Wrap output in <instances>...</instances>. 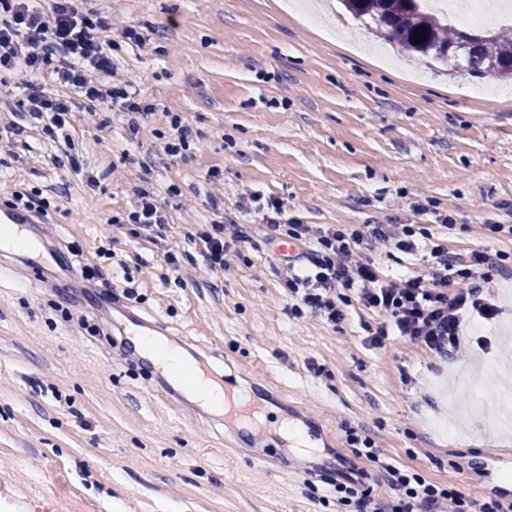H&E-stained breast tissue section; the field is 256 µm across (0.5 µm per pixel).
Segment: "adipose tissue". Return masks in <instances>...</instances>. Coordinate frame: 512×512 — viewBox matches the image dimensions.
Segmentation results:
<instances>
[{"label":"adipose tissue","mask_w":512,"mask_h":512,"mask_svg":"<svg viewBox=\"0 0 512 512\" xmlns=\"http://www.w3.org/2000/svg\"><path fill=\"white\" fill-rule=\"evenodd\" d=\"M134 342L159 371L183 383L199 404L216 412L223 411L226 399L223 384L192 360L182 348L146 332L135 335Z\"/></svg>","instance_id":"obj_1"}]
</instances>
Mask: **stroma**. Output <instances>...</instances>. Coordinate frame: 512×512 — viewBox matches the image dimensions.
Wrapping results in <instances>:
<instances>
[{"label": "stroma", "instance_id": "stroma-1", "mask_svg": "<svg viewBox=\"0 0 512 512\" xmlns=\"http://www.w3.org/2000/svg\"><path fill=\"white\" fill-rule=\"evenodd\" d=\"M316 2L317 18L287 0H93L145 37L141 48L109 34L107 51L157 114L133 131L125 114L77 96L70 141L0 129V203L18 191L41 199L54 226L43 243L59 255L0 269V512H360L337 502L326 460L367 468L376 502L394 493L356 459L352 431L468 499H512V428L473 397L478 385L504 388L512 235L472 230L512 225V100L495 77L406 60L339 0ZM168 112L195 133L185 155L162 150ZM66 152L80 172L58 166ZM142 188L164 228L129 223ZM255 192L301 224L364 235L407 224L419 246L446 241L465 263L499 254L490 277L502 312L468 324L466 362L398 336L371 345L368 328L386 316L354 297L337 324L292 316L282 255L242 210ZM225 216L246 236L231 269L210 271L196 234ZM359 248L384 276L421 268L391 243ZM84 317L99 328H81ZM127 320L252 392L267 409L262 437L225 447L209 411L179 390L163 396L160 373L125 355ZM281 417L321 423L319 448L280 446L270 423Z\"/></svg>", "mask_w": 512, "mask_h": 512}]
</instances>
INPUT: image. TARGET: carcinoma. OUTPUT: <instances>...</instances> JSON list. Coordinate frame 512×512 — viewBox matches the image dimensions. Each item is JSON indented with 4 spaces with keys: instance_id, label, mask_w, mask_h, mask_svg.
<instances>
[{
    "instance_id": "obj_1",
    "label": "carcinoma",
    "mask_w": 512,
    "mask_h": 512,
    "mask_svg": "<svg viewBox=\"0 0 512 512\" xmlns=\"http://www.w3.org/2000/svg\"><path fill=\"white\" fill-rule=\"evenodd\" d=\"M356 19L392 40L411 57L427 58L451 71L512 78V36L490 32V38L474 45L466 56L455 51L464 31L451 26L446 15L427 7V0H340ZM425 35L416 43L414 36Z\"/></svg>"
}]
</instances>
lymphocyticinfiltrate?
Returning <instances> with one entry per match:
<instances>
[{
    "instance_id": "f902f5d3",
    "label": "lymphocytic infiltrate",
    "mask_w": 512,
    "mask_h": 512,
    "mask_svg": "<svg viewBox=\"0 0 512 512\" xmlns=\"http://www.w3.org/2000/svg\"><path fill=\"white\" fill-rule=\"evenodd\" d=\"M30 0H0V72L24 67L45 74L56 83L76 88L91 102L109 103L138 120L153 115L154 105L142 100L135 84L115 76L116 65L104 49L102 35L111 31L109 18L79 12L72 0H56L51 15L30 7ZM26 110L47 136L65 129L72 110L69 98L50 95L41 86L30 85ZM260 223L271 230H285L289 239H316L319 247L306 255V265L288 261L282 281L296 303L293 314L310 309L328 321L344 318L336 298L339 289L355 291L366 308L386 313L391 321L380 324L374 343L388 335L405 338L436 355L451 359L462 356L465 347L460 330L465 318L476 314L492 319L501 308L488 297L489 268L497 257L486 251L474 252L463 275L464 286L456 294L447 291L451 271L458 264L445 244L430 245L424 271L413 276L382 277L359 250L362 234L347 224L317 229L308 224L282 227V208L275 200L257 207ZM238 225L218 222L199 231L198 239L210 267L229 268V239H241ZM347 441L357 447L358 457L388 475L395 493L391 503H376L364 484L365 472L354 467L337 475L334 489L339 501L357 500L362 512H413L423 505L425 512H512V502L495 500L474 505L454 487L428 482L419 472L399 467L369 438L349 434Z\"/></svg>"
}]
</instances>
